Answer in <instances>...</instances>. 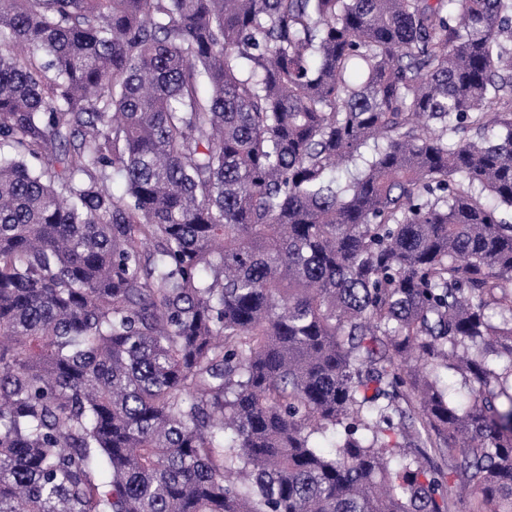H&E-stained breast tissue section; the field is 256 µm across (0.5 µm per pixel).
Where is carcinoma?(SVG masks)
<instances>
[{
	"label": "carcinoma",
	"mask_w": 512,
	"mask_h": 512,
	"mask_svg": "<svg viewBox=\"0 0 512 512\" xmlns=\"http://www.w3.org/2000/svg\"><path fill=\"white\" fill-rule=\"evenodd\" d=\"M453 480L512 512V0H0V512Z\"/></svg>",
	"instance_id": "carcinoma-1"
}]
</instances>
